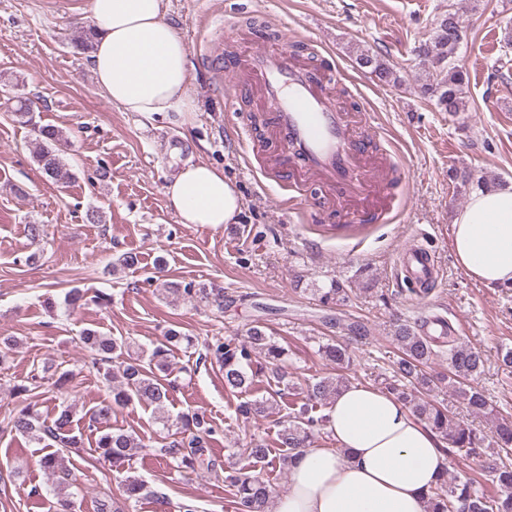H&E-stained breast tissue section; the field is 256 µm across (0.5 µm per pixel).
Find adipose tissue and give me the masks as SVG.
Here are the masks:
<instances>
[{
    "label": "adipose tissue",
    "instance_id": "obj_1",
    "mask_svg": "<svg viewBox=\"0 0 512 512\" xmlns=\"http://www.w3.org/2000/svg\"><path fill=\"white\" fill-rule=\"evenodd\" d=\"M91 69L104 97L126 112L192 123L186 45L163 0H90ZM182 223H232L240 201L224 173L186 163L165 188ZM457 265L489 287L512 288V184L472 193L451 228ZM336 445L302 449L273 512H426L447 461L439 438L397 399L370 385L344 388L326 411Z\"/></svg>",
    "mask_w": 512,
    "mask_h": 512
}]
</instances>
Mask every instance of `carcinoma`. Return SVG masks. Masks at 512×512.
<instances>
[{"instance_id": "1", "label": "carcinoma", "mask_w": 512, "mask_h": 512, "mask_svg": "<svg viewBox=\"0 0 512 512\" xmlns=\"http://www.w3.org/2000/svg\"><path fill=\"white\" fill-rule=\"evenodd\" d=\"M462 27L457 13L448 12L437 22L432 33L421 39L418 56L426 68L427 82L422 93L434 101L443 112L456 115L466 110V73L456 59L461 42ZM354 61L361 69L368 70L382 83L396 84L400 81L395 67L381 56L364 48H356ZM22 124L32 127L35 135L33 157L40 170L59 186H67L74 179L70 167L61 156V147L67 142L63 129L41 126L27 112L24 103L14 111ZM448 179L459 189L476 185H488L486 178L472 177L468 169L451 168ZM165 288L187 299L200 297L210 300L212 306L224 309V289L213 286L196 288L192 284L182 285L168 282ZM312 294L324 305H342L349 301L353 289L344 281L336 279L326 288H313ZM439 335L426 330V325H411L405 321L394 326L393 340L399 355L392 365V375L386 379V391L409 407L442 442L443 451L462 453L467 457L486 460L488 481L491 489L482 486L476 476L448 478L443 473L439 483L428 494V512H512V420L500 413L482 390L473 381L483 370L484 361L476 349L459 342L448 331V322L439 319ZM82 343L94 355L95 363L104 369L103 379L110 388L109 398L96 406L89 415V426L95 430V448L100 455L112 463L120 473L131 460L132 451L144 447L135 432L108 425L112 411L123 408L134 401L152 408L155 420L163 428H176L180 438H175L157 450L156 457L165 463H176L186 467L194 465L211 467L205 458L211 447L214 430L204 416L186 413L171 418L168 402L172 381L170 360L173 349L192 339L181 332L170 329L152 349L148 362L139 358L121 359L125 342L107 336L97 330L87 329L82 333ZM262 354L273 365L271 374L279 389L269 396L256 397L237 405L238 414L245 420L266 417L272 413L277 398L288 397V420L281 424L278 446L286 453L274 460L272 450L262 442H252L241 452L255 464L271 466L279 462L290 466L292 459L311 440L321 434L326 423L323 410L349 381L340 370L349 366L351 353L347 343L329 339L319 345L322 358L331 365L334 373L316 378L306 388L295 391L293 372L288 370L285 348L276 343L265 326L255 324L246 330L245 336L216 337L207 343L204 359L219 366L224 374V386L232 391L250 393L255 385L257 372L252 369V358ZM448 364V375L433 376L425 367L435 358ZM119 359L118 371H113L112 362ZM442 384L456 392L465 401L470 413L484 417L491 423L492 434L479 433L469 423L450 414L444 404L430 399V393ZM73 413L62 408L55 417L46 421L26 406L15 410L7 423L10 431L36 443L51 440L58 450L43 456L41 466L55 477L57 512H72L74 493L69 491L70 471L61 466V449L77 444L72 435ZM232 495L235 512H272L273 486L259 472L236 470L225 477ZM124 501L104 494L98 502L97 512H124L126 504L146 495V486L138 480L124 479L122 486Z\"/></svg>"}]
</instances>
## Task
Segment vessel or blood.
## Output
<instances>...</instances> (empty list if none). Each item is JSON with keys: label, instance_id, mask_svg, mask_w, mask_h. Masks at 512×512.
Returning a JSON list of instances; mask_svg holds the SVG:
<instances>
[{"label": "vessel or blood", "instance_id": "obj_1", "mask_svg": "<svg viewBox=\"0 0 512 512\" xmlns=\"http://www.w3.org/2000/svg\"><path fill=\"white\" fill-rule=\"evenodd\" d=\"M248 66L284 143L285 162L299 163L305 175L319 177L340 197L360 196L371 184L386 182L383 166L357 137L354 114L338 106L334 74L300 64L286 46L251 54ZM398 263L415 289L435 285L437 266L427 248L403 249Z\"/></svg>", "mask_w": 512, "mask_h": 512}]
</instances>
